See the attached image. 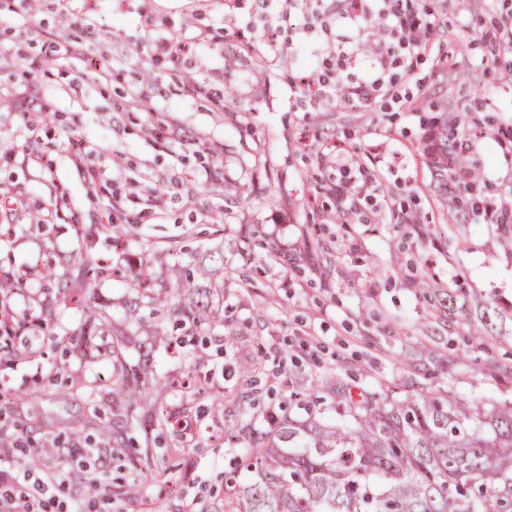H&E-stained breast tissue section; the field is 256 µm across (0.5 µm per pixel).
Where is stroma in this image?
Wrapping results in <instances>:
<instances>
[{"label":"stroma","instance_id":"1","mask_svg":"<svg viewBox=\"0 0 512 512\" xmlns=\"http://www.w3.org/2000/svg\"><path fill=\"white\" fill-rule=\"evenodd\" d=\"M413 6L437 35L398 81L406 107L339 111L297 92L308 70L292 31L336 37L335 16L304 0L265 13L255 0H0V303L30 323L0 367L12 461L25 471L21 448L46 436L84 447L111 415L112 365L80 336L100 305L179 430L161 434L168 470L138 476V504L94 489L103 473L128 478L132 420L127 448L92 458L48 512H221L224 473L248 481L238 462L276 402L298 417L314 394L331 418L361 389L512 401V236L486 212L512 205V145L493 136L512 121V51L489 47L512 39V0ZM48 39L83 53L46 54ZM439 121L464 129L460 164L480 173L479 210L450 224L443 205L462 185L419 151ZM340 148L381 190L348 217L332 190ZM89 258L105 275L76 281ZM182 265L223 327L180 328L188 295L159 320L135 311L140 270L165 280Z\"/></svg>","mask_w":512,"mask_h":512}]
</instances>
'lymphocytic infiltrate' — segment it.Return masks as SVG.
Returning a JSON list of instances; mask_svg holds the SVG:
<instances>
[{"label":"lymphocytic infiltrate","instance_id":"f902f5d3","mask_svg":"<svg viewBox=\"0 0 512 512\" xmlns=\"http://www.w3.org/2000/svg\"><path fill=\"white\" fill-rule=\"evenodd\" d=\"M340 30L323 42L308 29L294 31L290 40L315 68L302 81L312 101L336 100L369 104L410 72L435 25L415 16L407 0H328ZM337 73H330L329 62Z\"/></svg>","mask_w":512,"mask_h":512}]
</instances>
